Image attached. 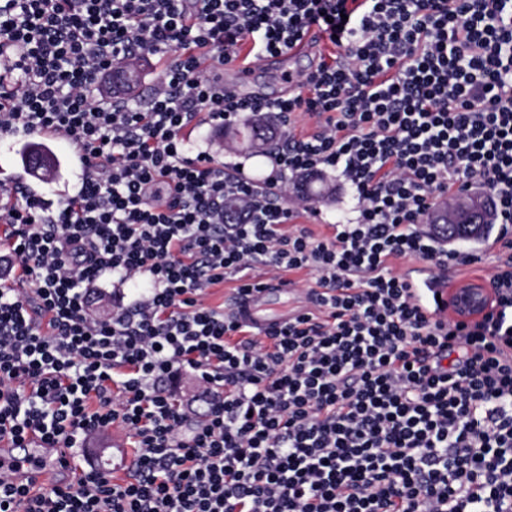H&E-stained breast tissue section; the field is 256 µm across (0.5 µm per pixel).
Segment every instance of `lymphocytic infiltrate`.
<instances>
[{"label": "lymphocytic infiltrate", "mask_w": 512, "mask_h": 512, "mask_svg": "<svg viewBox=\"0 0 512 512\" xmlns=\"http://www.w3.org/2000/svg\"><path fill=\"white\" fill-rule=\"evenodd\" d=\"M307 40L295 93L225 86L224 64ZM147 55L149 106L100 95ZM243 113L289 128L261 182L190 143ZM36 130L81 172L54 207L0 186V441L71 450L116 425L133 467L52 485L0 470V512H512V0H0V137ZM313 171L355 200L324 234L288 190ZM476 189L494 303L455 322L393 263L473 273L480 253L421 223ZM287 272L313 277L315 308L264 336L207 301Z\"/></svg>", "instance_id": "f902f5d3"}]
</instances>
